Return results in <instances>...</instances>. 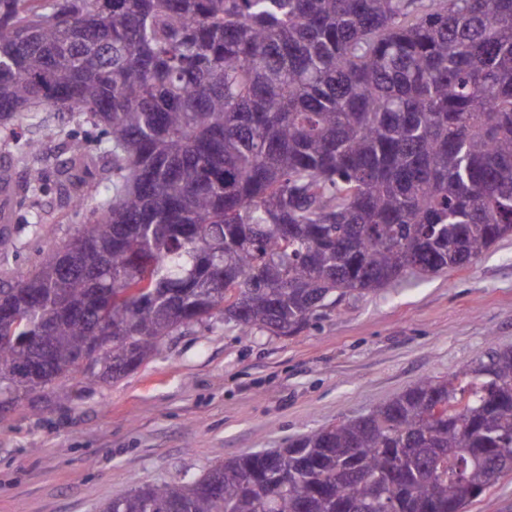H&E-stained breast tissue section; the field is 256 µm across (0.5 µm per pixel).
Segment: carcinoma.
<instances>
[{"mask_svg":"<svg viewBox=\"0 0 512 512\" xmlns=\"http://www.w3.org/2000/svg\"><path fill=\"white\" fill-rule=\"evenodd\" d=\"M60 117L49 123L48 113ZM101 128L99 152L69 124ZM43 129L84 222L0 308V382L118 380L218 313L298 336L407 273L512 236V0H0V127L46 181ZM112 322V346L61 365ZM512 471V350L425 376L368 413L100 512H458Z\"/></svg>","mask_w":512,"mask_h":512,"instance_id":"carcinoma-1","label":"carcinoma"}]
</instances>
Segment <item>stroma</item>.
<instances>
[{
    "label": "stroma",
    "instance_id": "1",
    "mask_svg": "<svg viewBox=\"0 0 512 512\" xmlns=\"http://www.w3.org/2000/svg\"><path fill=\"white\" fill-rule=\"evenodd\" d=\"M81 222L51 181L11 201L0 279L35 269ZM493 348L512 349V237L471 267L344 301L298 336L246 334L217 316L118 381L80 377L0 412V512H99L138 487L366 414Z\"/></svg>",
    "mask_w": 512,
    "mask_h": 512
}]
</instances>
